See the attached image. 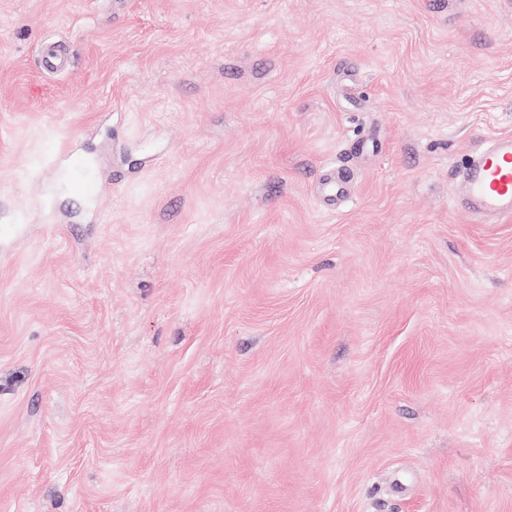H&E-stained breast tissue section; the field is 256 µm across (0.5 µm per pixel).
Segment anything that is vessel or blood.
Masks as SVG:
<instances>
[{
    "instance_id": "obj_1",
    "label": "vessel or blood",
    "mask_w": 512,
    "mask_h": 512,
    "mask_svg": "<svg viewBox=\"0 0 512 512\" xmlns=\"http://www.w3.org/2000/svg\"><path fill=\"white\" fill-rule=\"evenodd\" d=\"M457 199L479 222L512 219V136L494 137L457 175Z\"/></svg>"
}]
</instances>
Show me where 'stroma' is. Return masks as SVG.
Masks as SVG:
<instances>
[{
	"label": "stroma",
	"mask_w": 512,
	"mask_h": 512,
	"mask_svg": "<svg viewBox=\"0 0 512 512\" xmlns=\"http://www.w3.org/2000/svg\"><path fill=\"white\" fill-rule=\"evenodd\" d=\"M503 134L512 0H0V512H512ZM457 199L479 222L512 219V136L494 137L457 175Z\"/></svg>",
	"instance_id": "obj_1"
}]
</instances>
